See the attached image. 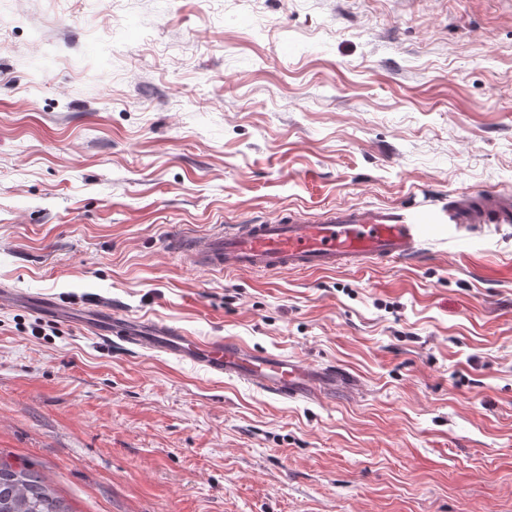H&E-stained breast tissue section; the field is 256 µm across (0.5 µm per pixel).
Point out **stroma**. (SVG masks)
I'll return each mask as SVG.
<instances>
[{
    "mask_svg": "<svg viewBox=\"0 0 512 512\" xmlns=\"http://www.w3.org/2000/svg\"><path fill=\"white\" fill-rule=\"evenodd\" d=\"M512 191V0H0V458L74 512H512V224L212 273L216 221ZM318 369L283 401L28 295Z\"/></svg>",
    "mask_w": 512,
    "mask_h": 512,
    "instance_id": "stroma-1",
    "label": "stroma"
}]
</instances>
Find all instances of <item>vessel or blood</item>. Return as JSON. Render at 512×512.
<instances>
[{
  "label": "vessel or blood",
  "mask_w": 512,
  "mask_h": 512,
  "mask_svg": "<svg viewBox=\"0 0 512 512\" xmlns=\"http://www.w3.org/2000/svg\"><path fill=\"white\" fill-rule=\"evenodd\" d=\"M433 224L446 226L452 240L471 224H512V193L482 190L417 205L333 206L313 218L293 210L221 227L202 242L185 236L173 249L189 263L214 271L317 274L373 260H416L429 251ZM109 333L115 343L189 360L213 375L247 381L280 398H306L336 383L334 369L312 371L232 340H201L149 320L134 323L115 314Z\"/></svg>",
  "instance_id": "vessel-or-blood-1"
}]
</instances>
